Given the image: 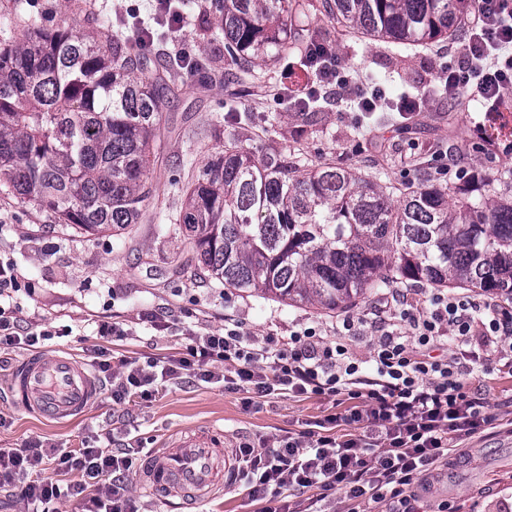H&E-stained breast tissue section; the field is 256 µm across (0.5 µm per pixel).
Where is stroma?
Returning a JSON list of instances; mask_svg holds the SVG:
<instances>
[{"label":"stroma","mask_w":512,"mask_h":512,"mask_svg":"<svg viewBox=\"0 0 512 512\" xmlns=\"http://www.w3.org/2000/svg\"><path fill=\"white\" fill-rule=\"evenodd\" d=\"M306 4L300 18L304 30L318 31L320 41L335 48L344 67L383 84L391 95L424 93L421 112L409 121L397 117L384 122L375 116L361 121L349 98L328 94L313 134H298L294 118L284 113L263 128L233 121L229 115L233 108L241 113L269 111L267 97L280 89L285 72H292L294 81H303L296 69L299 55L292 52L265 69L262 93L228 78L205 84L197 76L181 75L165 115L167 154L174 159L188 153L194 163L185 168L157 165L151 173L156 210L121 236H88L63 229L53 224L48 213L19 201L0 184V257L16 262L35 287L33 295H19L21 314L36 316L45 327L82 328L80 335L43 341L40 353L73 354L93 362L104 346L93 327L100 316L116 317L129 329L127 336L107 345L117 368L126 361L142 363L184 351L188 327L220 333L229 318L258 338L313 327L332 340L344 321L358 320L370 309L366 301L326 315L306 306L247 297L196 276L189 237L167 224L175 206L169 181L188 180L206 164L217 145L215 126H223L258 155L274 148L291 159L303 157L312 166L333 162L365 178L381 167L395 184L411 179L415 166L434 167L437 156L457 148L462 151V168L478 170L490 161L498 169H512V142L487 149L478 145L481 99L463 93L465 107L458 110L454 127L437 120L448 102L432 95L431 89L441 67L454 61L460 39H441L431 49L407 51L342 31L328 19L324 0H306ZM147 313L164 315L172 324L169 332L154 336L142 320ZM26 355L23 349L0 350V448H23L40 439L76 453L110 439L119 448L128 445L148 451L176 433L217 427L224 432L225 445L234 449L246 440L311 428L340 411L333 399L317 395L279 397L247 406L242 393L220 383L198 382L187 373L182 383L155 399L116 404L104 392L83 415L48 421L25 411L8 392L11 374ZM468 380L484 390L497 420L461 441L448 464L423 476V483L436 486L435 491L421 494L423 512H512V375L478 366Z\"/></svg>","instance_id":"1"}]
</instances>
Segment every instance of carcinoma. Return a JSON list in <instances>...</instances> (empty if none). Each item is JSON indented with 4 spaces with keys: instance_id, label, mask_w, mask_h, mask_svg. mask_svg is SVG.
Returning <instances> with one entry per match:
<instances>
[{
    "instance_id": "1",
    "label": "carcinoma",
    "mask_w": 512,
    "mask_h": 512,
    "mask_svg": "<svg viewBox=\"0 0 512 512\" xmlns=\"http://www.w3.org/2000/svg\"><path fill=\"white\" fill-rule=\"evenodd\" d=\"M298 0H204L212 18L201 54L171 39L165 55L144 52L153 28L87 17L88 31L52 24L46 12L0 17V180L25 203L87 235L119 236L140 223L154 194L149 173L167 158L163 112L172 75L208 79L214 66L259 84L255 61L288 52ZM344 31L426 49L463 29L473 0H326ZM26 35L13 40L15 18ZM307 123L317 99L288 90ZM486 123L512 114V98L487 102ZM334 163L253 154L232 137L190 181L171 223L190 233L207 277L248 295L334 313L395 284L458 288L512 301V171L454 179L427 176L397 187ZM401 200L393 203L391 194Z\"/></svg>"
}]
</instances>
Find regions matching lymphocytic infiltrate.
Listing matches in <instances>:
<instances>
[{
	"label": "lymphocytic infiltrate",
	"instance_id": "1",
	"mask_svg": "<svg viewBox=\"0 0 512 512\" xmlns=\"http://www.w3.org/2000/svg\"><path fill=\"white\" fill-rule=\"evenodd\" d=\"M468 40L460 61L438 78L456 97L465 87L488 99L512 89V0H474ZM318 76L335 91L353 95L362 113L383 109L386 99L369 94L359 75L336 67L317 45L308 50ZM32 288L18 266L0 259V347L28 348L51 336L35 320L20 316L14 301ZM372 341L366 360L356 358L345 337L325 340L314 328L260 339L238 328L223 333L189 331L185 351L113 370L98 363L97 381L122 404L131 396L148 400L159 386L179 384L184 371L197 380L223 383L250 394L344 397L351 404L327 417L319 433L239 445L237 479L263 512H333L328 491L341 494L343 512H417L423 474L445 461L450 448L496 421L484 397L470 389L474 366L512 370V306L471 291L425 290L414 299L398 290L383 296L372 319L359 322ZM223 364L215 372V364ZM354 430L335 435L338 423ZM67 466L77 481L46 478L50 467ZM134 472L127 448L59 451L45 441L25 448H0V493L19 497L27 512L95 488V512H140L130 487Z\"/></svg>",
	"mask_w": 512,
	"mask_h": 512
}]
</instances>
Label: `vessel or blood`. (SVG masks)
<instances>
[{"label": "vessel or blood", "instance_id": "1", "mask_svg": "<svg viewBox=\"0 0 512 512\" xmlns=\"http://www.w3.org/2000/svg\"><path fill=\"white\" fill-rule=\"evenodd\" d=\"M10 391L20 394L27 410L62 421L85 413L100 387L87 362L65 355H33L15 368ZM234 467L232 455L213 431L190 432L149 451L140 481L149 493L162 499L177 497L188 505L224 489Z\"/></svg>", "mask_w": 512, "mask_h": 512}]
</instances>
